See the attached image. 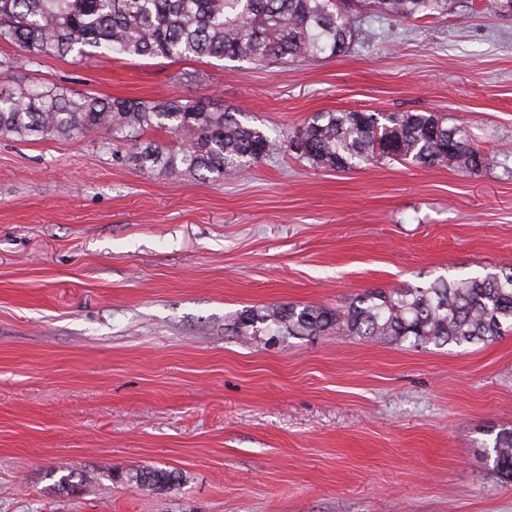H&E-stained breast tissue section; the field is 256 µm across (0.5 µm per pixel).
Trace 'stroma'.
Masks as SVG:
<instances>
[{
	"instance_id": "1",
	"label": "stroma",
	"mask_w": 512,
	"mask_h": 512,
	"mask_svg": "<svg viewBox=\"0 0 512 512\" xmlns=\"http://www.w3.org/2000/svg\"><path fill=\"white\" fill-rule=\"evenodd\" d=\"M372 44L245 60L42 55L13 85L211 95L270 137L320 112H433L491 165L347 172L275 151L231 181L142 173L111 136H0V512H512V330L414 349L243 341L252 306L512 267V16L377 19ZM153 465L178 485L137 488ZM491 448L487 456L493 454L495 470L503 477L512 479V429L496 433Z\"/></svg>"
}]
</instances>
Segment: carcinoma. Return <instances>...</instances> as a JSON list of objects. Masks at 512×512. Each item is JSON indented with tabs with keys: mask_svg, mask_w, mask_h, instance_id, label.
<instances>
[{
	"mask_svg": "<svg viewBox=\"0 0 512 512\" xmlns=\"http://www.w3.org/2000/svg\"><path fill=\"white\" fill-rule=\"evenodd\" d=\"M469 0H0V39L32 57H162L171 60L246 59L263 66L339 56L377 36L362 13L392 19L451 14ZM12 61L0 59V135L28 140L102 131L127 147L126 160L143 173L162 172L199 181L230 179L276 150L263 131L209 97L106 98L58 86H11ZM164 131L176 147L145 139ZM284 147L312 166L348 171L381 159L413 166L448 165L479 172L490 157L463 127L433 113L350 110L321 112ZM512 328V268L428 287L369 291L344 306L293 304L249 307L233 318L235 335L308 336L331 333L381 342L430 345L489 344ZM495 470L512 479V429L496 433ZM137 487L165 491L175 472L139 468Z\"/></svg>",
	"mask_w": 512,
	"mask_h": 512,
	"instance_id": "carcinoma-1",
	"label": "carcinoma"
}]
</instances>
